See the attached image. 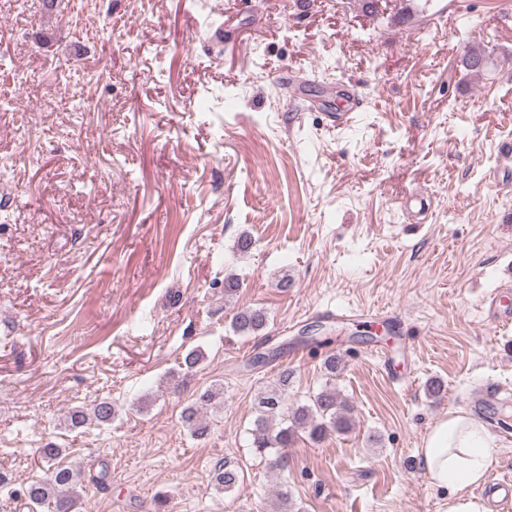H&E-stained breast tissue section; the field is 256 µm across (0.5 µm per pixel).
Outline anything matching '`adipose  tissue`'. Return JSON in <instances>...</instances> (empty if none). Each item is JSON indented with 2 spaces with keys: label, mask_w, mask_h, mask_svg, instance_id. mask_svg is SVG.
<instances>
[{
  "label": "adipose tissue",
  "mask_w": 512,
  "mask_h": 512,
  "mask_svg": "<svg viewBox=\"0 0 512 512\" xmlns=\"http://www.w3.org/2000/svg\"><path fill=\"white\" fill-rule=\"evenodd\" d=\"M494 446L486 425L464 409L449 411L433 426L420 463L434 486L449 491L448 512H478L459 493L486 483Z\"/></svg>",
  "instance_id": "1"
}]
</instances>
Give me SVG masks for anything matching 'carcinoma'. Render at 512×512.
Segmentation results:
<instances>
[{"instance_id":"carcinoma-1","label":"carcinoma","mask_w":512,"mask_h":512,"mask_svg":"<svg viewBox=\"0 0 512 512\" xmlns=\"http://www.w3.org/2000/svg\"><path fill=\"white\" fill-rule=\"evenodd\" d=\"M490 64L486 54L470 49L461 58L465 71L479 73ZM268 313L262 308L246 307L237 310L231 320L233 331L241 336L255 334L265 328ZM293 372L283 369L276 381L259 388L254 401L255 418L251 429V447L259 456L268 460L273 469L288 467L287 448L298 429L303 430L310 441L319 443L332 433H343L351 428V408L340 399L336 388L325 384L309 396L304 404L288 408L286 398ZM224 404V384L214 382L196 395L195 401L186 406L181 414V422L191 436L201 439L207 434L204 413ZM112 402L103 399L94 402L87 409L75 410L68 416L69 427L79 428L90 418L100 423H108L114 417ZM39 467L46 477L33 479L15 488L5 476L0 474V491L13 499L25 501L29 512H77L83 499L85 473L82 469L68 464L60 448L49 446L40 451ZM214 486L224 492L234 491L242 482L238 468L224 464L214 471Z\"/></svg>"}]
</instances>
